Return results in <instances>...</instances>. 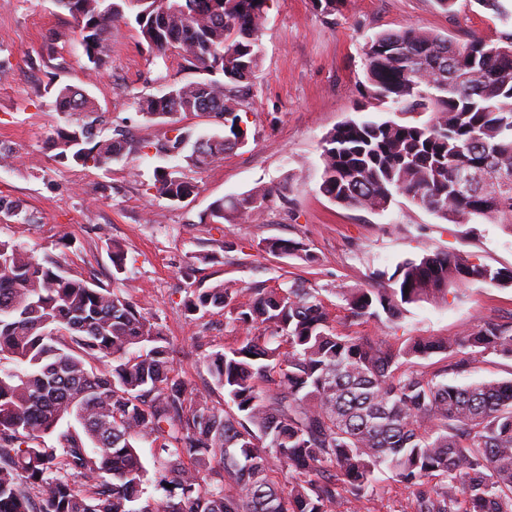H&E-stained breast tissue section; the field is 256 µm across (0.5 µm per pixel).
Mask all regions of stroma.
<instances>
[{"label": "stroma", "instance_id": "35a3bbf8", "mask_svg": "<svg viewBox=\"0 0 512 512\" xmlns=\"http://www.w3.org/2000/svg\"><path fill=\"white\" fill-rule=\"evenodd\" d=\"M424 28L457 43H500L507 28L479 0H456L442 12L435 0H336L331 13L314 0H271L260 43L257 76L242 116L244 146L223 159L180 171L198 187L181 203L151 189L161 160L154 154L83 168L53 159L46 136L66 118L54 112L48 83L86 89L110 127L141 141L161 127L148 124L130 104L135 95H162L167 85L192 80L177 55L155 58L136 24L112 32L105 70L86 78L70 16L52 0H0V47L12 63L0 74V143L14 149L13 166L0 167V196L19 201L34 223L0 221V241L36 257L53 256L65 270L103 284L153 314L173 349L174 366L193 387L210 383L209 354L235 342L239 330L223 311L188 314L193 289L217 284L241 289L284 288L294 280L312 288L372 285L376 270L393 272L408 258L445 250L492 268H512V234L484 221L471 226L438 218L404 197L383 212L341 206L319 190L322 142L350 121L397 119L391 104L367 94L364 46L383 31ZM268 190L265 223L248 217L210 222L211 204ZM269 238L307 245L313 263L260 248ZM119 242L126 270L114 274L109 245ZM487 319L512 322V287L473 283L446 299L407 306L396 326L354 321L357 336L400 343L414 336H462Z\"/></svg>", "mask_w": 512, "mask_h": 512}]
</instances>
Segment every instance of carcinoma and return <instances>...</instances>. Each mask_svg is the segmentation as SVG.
<instances>
[{
    "label": "carcinoma",
    "instance_id": "obj_1",
    "mask_svg": "<svg viewBox=\"0 0 512 512\" xmlns=\"http://www.w3.org/2000/svg\"><path fill=\"white\" fill-rule=\"evenodd\" d=\"M52 2L71 17L90 77L131 16L155 56L174 53L200 75L165 96L133 98L139 115L167 127L151 144L155 155L201 167L247 138L237 93L255 79L269 0H224L221 15L207 0H178L179 11L172 0ZM364 55L371 97L416 119L330 131L320 192L375 212L401 195L454 224L478 217L512 231V194L481 180L459 188L468 171L512 176V32L500 45L459 44L410 27L376 34ZM53 96L54 111L84 116L47 137L60 162L102 168L142 152L140 142L100 137L101 107L83 89ZM200 105L224 135L198 148L180 115ZM152 188L173 203L196 190L175 167L154 174ZM266 200L219 199L210 217L220 224ZM264 248L313 261L300 241L268 239ZM373 275L393 286L295 282L245 301L222 283L193 292L187 312L219 308L243 333L207 357L220 402L174 367L158 318L49 255L0 241V512H361L385 469L411 490L409 512H512V380L445 381L489 354L512 358V324L488 320L465 336L402 346L347 332L354 317L393 324L404 306L451 288L512 286V269L435 250ZM325 291L342 303L330 307ZM438 354L431 371L417 363ZM141 443L160 462L162 499L143 487ZM276 462L288 468L286 486L271 475Z\"/></svg>",
    "mask_w": 512,
    "mask_h": 512
}]
</instances>
